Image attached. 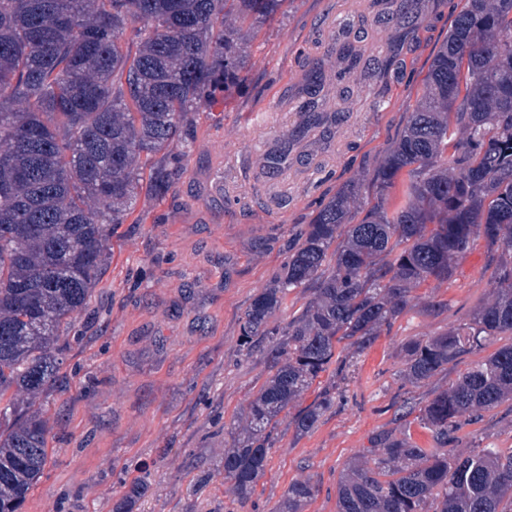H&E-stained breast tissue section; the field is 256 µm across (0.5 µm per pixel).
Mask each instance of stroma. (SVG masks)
Returning <instances> with one entry per match:
<instances>
[{
    "label": "stroma",
    "mask_w": 512,
    "mask_h": 512,
    "mask_svg": "<svg viewBox=\"0 0 512 512\" xmlns=\"http://www.w3.org/2000/svg\"><path fill=\"white\" fill-rule=\"evenodd\" d=\"M459 8L460 0H425L405 76L390 79L382 96L361 74L340 77L333 54L339 32L359 24L365 56L384 57L388 31L374 23L370 0H292L263 26L242 82L197 115L196 141L171 190L140 195L133 222L117 227L111 258L75 322L84 339L67 346V388L47 404L53 453L19 512H113L136 477L148 487L133 512H279L289 484L304 479L314 495L303 512H338L339 479L374 434L408 433L431 446L428 430L396 421L401 401L423 404L447 391L500 343L418 383L406 372V346L469 322L487 302L494 251L481 239L451 279L412 290L393 325L354 352L343 381L328 373L315 381L301 405L332 387L333 406L307 433L282 421L246 506L224 482V450L272 373L262 348L239 345L244 313L280 273L289 241L342 186L359 183L350 209L367 208L365 176L399 139ZM317 61L325 110L336 108L337 83H347V118L331 135L312 130L288 164L266 176L263 153L302 124L298 88ZM219 175L224 190L215 194ZM477 447L512 448V399L463 425L456 454Z\"/></svg>",
    "instance_id": "stroma-1"
}]
</instances>
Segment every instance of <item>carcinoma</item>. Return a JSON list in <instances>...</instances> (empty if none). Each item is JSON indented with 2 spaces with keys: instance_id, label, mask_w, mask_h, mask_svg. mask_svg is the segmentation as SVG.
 Masks as SVG:
<instances>
[{
  "instance_id": "obj_1",
  "label": "carcinoma",
  "mask_w": 512,
  "mask_h": 512,
  "mask_svg": "<svg viewBox=\"0 0 512 512\" xmlns=\"http://www.w3.org/2000/svg\"><path fill=\"white\" fill-rule=\"evenodd\" d=\"M290 0H0V512H18L49 462L47 399L63 364V329L89 304L113 226L141 192L165 196L197 137L194 114L241 82L243 32L258 33ZM393 53L370 76L401 73L420 0H379ZM362 58L347 40L341 73ZM322 68L305 74V123L284 155L329 120L318 111ZM373 202L350 213L349 184L309 225L282 273L246 310L240 346L268 342L274 373L248 403L242 437L224 451V481L247 502L264 474L281 414L331 365L338 347H369L421 284L446 280L481 235L502 249L507 288L467 323L406 347L408 376L424 381L498 336H512V0H463L395 149L371 177ZM316 283L288 325L271 324L290 289ZM512 398V343L473 363L448 391L401 417L433 447L383 431L339 488V512H512V451L451 448L462 428ZM330 390L292 417L308 432ZM138 477L115 504L129 512ZM308 481L288 486L279 512H303Z\"/></svg>"
}]
</instances>
